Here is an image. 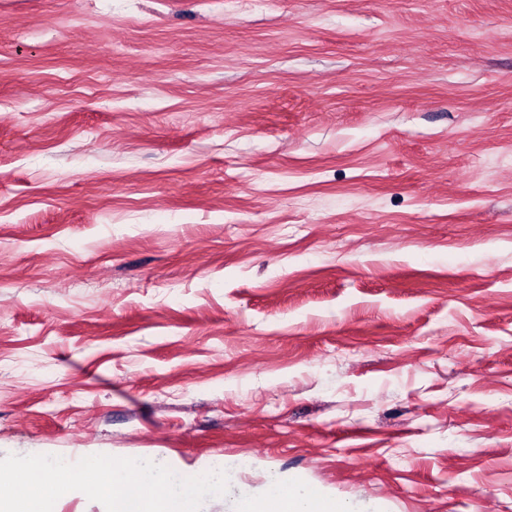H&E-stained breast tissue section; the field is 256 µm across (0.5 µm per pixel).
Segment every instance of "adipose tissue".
Here are the masks:
<instances>
[{
	"instance_id": "1",
	"label": "adipose tissue",
	"mask_w": 512,
	"mask_h": 512,
	"mask_svg": "<svg viewBox=\"0 0 512 512\" xmlns=\"http://www.w3.org/2000/svg\"><path fill=\"white\" fill-rule=\"evenodd\" d=\"M234 512H349V508L317 487L273 478L261 490L242 491Z\"/></svg>"
}]
</instances>
